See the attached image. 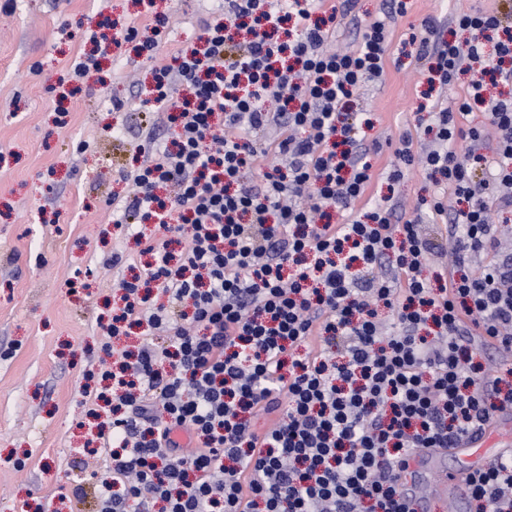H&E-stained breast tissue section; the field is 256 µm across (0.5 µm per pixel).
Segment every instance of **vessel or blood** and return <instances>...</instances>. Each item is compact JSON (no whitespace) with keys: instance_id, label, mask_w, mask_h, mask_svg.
I'll list each match as a JSON object with an SVG mask.
<instances>
[{"instance_id":"obj_1","label":"vessel or blood","mask_w":512,"mask_h":512,"mask_svg":"<svg viewBox=\"0 0 512 512\" xmlns=\"http://www.w3.org/2000/svg\"><path fill=\"white\" fill-rule=\"evenodd\" d=\"M405 486L412 512H459L469 468L446 472L439 450L421 451L409 464Z\"/></svg>"}]
</instances>
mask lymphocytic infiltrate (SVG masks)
<instances>
[{
	"label": "lymphocytic infiltrate",
	"instance_id": "lymphocytic-infiltrate-1",
	"mask_svg": "<svg viewBox=\"0 0 512 512\" xmlns=\"http://www.w3.org/2000/svg\"><path fill=\"white\" fill-rule=\"evenodd\" d=\"M353 7L224 0L198 44L154 66L152 109L166 113L171 143L133 171L117 219L156 218L162 235L144 244L151 263L121 281L107 333L144 323L165 343L123 352L110 375L99 512H410L402 477L414 456L480 438L512 408V385L473 359L512 351V252L491 219L512 209V99L485 97L488 83L512 81V13L456 14L472 35L462 43L435 40L431 20L418 38V56L434 61L422 94L432 139L401 133L382 177L432 181L416 208L447 217L452 260L429 279L426 225L395 223L396 203L363 202L375 174L359 130L373 121L353 109L382 76L407 5L388 0L353 48L329 49L338 12ZM463 73L456 109L439 108ZM271 126L280 140H263ZM161 294L191 314L170 316ZM467 490L476 512H512V459L475 469Z\"/></svg>",
	"mask_w": 512,
	"mask_h": 512
}]
</instances>
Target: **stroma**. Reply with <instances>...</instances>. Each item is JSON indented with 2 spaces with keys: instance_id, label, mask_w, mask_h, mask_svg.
I'll return each mask as SVG.
<instances>
[{
  "instance_id": "1",
  "label": "stroma",
  "mask_w": 512,
  "mask_h": 512,
  "mask_svg": "<svg viewBox=\"0 0 512 512\" xmlns=\"http://www.w3.org/2000/svg\"><path fill=\"white\" fill-rule=\"evenodd\" d=\"M407 3L385 74L360 104L374 123L367 139L383 143L371 158L377 174L396 161L385 138L432 123L418 109L431 61L418 58L410 34L432 17L440 38L462 41L456 9H512V0ZM156 15L166 21L157 35ZM219 16L218 0H0V512H97L92 495L74 493L110 463L85 451L100 406L86 375L111 366L107 349L144 334L113 338L106 327L121 295L114 281L143 268L138 235L158 233L153 221L117 224L112 214L145 156L150 72L131 41L84 78L74 67L96 53L101 32L118 38L130 26L170 61Z\"/></svg>"
}]
</instances>
